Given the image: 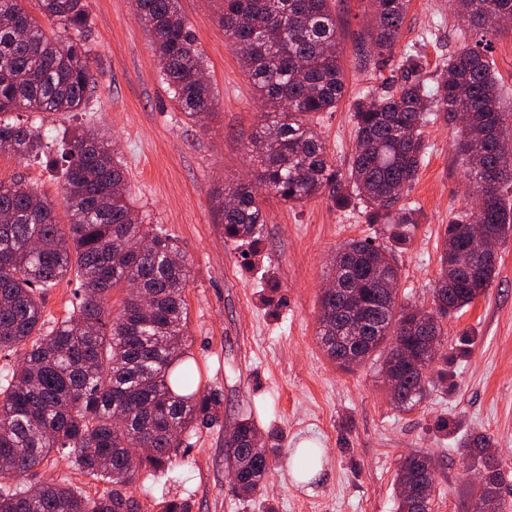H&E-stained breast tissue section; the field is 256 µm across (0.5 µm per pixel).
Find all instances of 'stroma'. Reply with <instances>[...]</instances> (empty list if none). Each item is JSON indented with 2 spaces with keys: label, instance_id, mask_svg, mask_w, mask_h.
I'll list each match as a JSON object with an SVG mask.
<instances>
[{
  "label": "stroma",
  "instance_id": "obj_1",
  "mask_svg": "<svg viewBox=\"0 0 512 512\" xmlns=\"http://www.w3.org/2000/svg\"><path fill=\"white\" fill-rule=\"evenodd\" d=\"M341 63L348 93L336 111L314 123L338 175H347L355 149L352 104L359 91L380 88L394 62L356 69L358 43L368 35L371 0H334ZM90 68L96 89L84 111L51 116L45 128H105L126 169L128 197L144 223L162 229L188 261L185 351L201 386L222 397L213 421L181 437L171 468L138 472L124 493L137 512H163L173 497L192 512H398L395 477L405 456L424 452L435 464L436 512H469L476 484L464 472L460 439L492 436L512 465V238L500 247L497 275L471 306L443 321L448 348L468 342L454 365L453 386L429 388L409 408L393 404L377 359L343 370L325 355L318 337L320 298L332 277L336 249L352 239L386 247L400 268L399 299L433 305L444 227L471 201L465 163L454 148L456 131L443 119L424 129L428 152L403 204L416 211L409 242L398 245L385 224H372L360 201L334 206L328 195L289 207L262 197L265 224L257 243L229 241L213 211L224 185L255 178L259 163L251 140L262 107L220 23L221 0H178L194 32L212 85L216 112L193 124L160 78L151 38L135 18L131 0H89ZM448 0H409L400 39L423 59L433 82L462 43ZM487 54L512 106V31L491 38ZM37 187L68 215L61 185L41 165L0 152V182ZM254 422L267 446L281 449L264 488L252 499L235 495L225 464V439L240 420ZM456 426L444 431L443 420ZM320 449L323 464L301 482L287 455ZM65 483L90 498L108 494L96 480L58 454L24 476L26 485Z\"/></svg>",
  "mask_w": 512,
  "mask_h": 512
}]
</instances>
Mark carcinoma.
<instances>
[{
	"instance_id": "obj_1",
	"label": "carcinoma",
	"mask_w": 512,
	"mask_h": 512,
	"mask_svg": "<svg viewBox=\"0 0 512 512\" xmlns=\"http://www.w3.org/2000/svg\"><path fill=\"white\" fill-rule=\"evenodd\" d=\"M151 34L162 81L193 123L215 112L196 38L178 0H132ZM221 23L241 55L265 111L251 141L261 165L256 181L224 187L215 215L230 241L260 238L265 215L260 195L272 192L290 207L328 193L343 208L358 199L374 224H388L395 243L408 242L415 211L399 205L417 179L427 154L423 128L443 118L458 128L456 149L474 205L444 229L434 307L422 313L397 304L398 268L385 250L352 240L336 253V294L321 299L318 338L326 355L348 368L382 353L381 371L396 381L393 400L408 408L426 393L427 372L443 350L442 320L481 297L493 282L499 246L512 236V121L502 109V90L479 40L449 56L429 86L418 54L397 62L398 88L365 91L353 105L356 146L346 182L337 179L325 142L311 119L332 112L346 91L340 64L333 0H222ZM457 14L491 37L512 24V0H453ZM0 0V150L21 159L44 154L42 126L10 121L8 112L46 118L80 112L95 84L90 47L82 38L89 23L87 0ZM407 0H373L369 39L358 44L356 68L391 59ZM51 22L48 29L41 19ZM60 157L69 223H58L53 200L22 181L0 182V353L27 352L0 384V480L22 476L53 451L112 485L89 499L65 484L34 490L22 483L0 487V512H133L122 494L144 469L163 470L180 447L178 435L213 418L216 393L201 389L196 366L184 356L187 308L183 294L187 262L169 237L142 223L124 193V168L102 130L66 129ZM476 243L471 272H462L455 252ZM73 275L78 302L64 320L46 325L40 292ZM371 277L366 296L373 309L361 321L367 340L338 347L336 330L358 322L350 308L352 280ZM123 293L112 315L109 299ZM255 426L240 421L225 446L236 475L232 492L249 496L267 479L270 451L254 442ZM493 440L475 434L464 442L462 467L484 473L474 503L489 500V512H505L502 488L512 479ZM319 462L315 449L294 460L303 473ZM399 512H432L433 460L411 453L396 475Z\"/></svg>"
}]
</instances>
